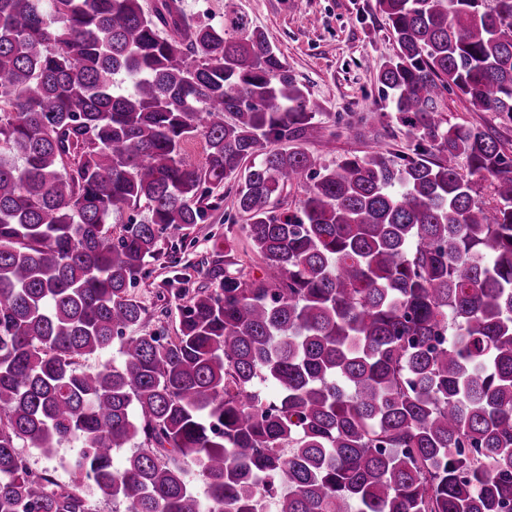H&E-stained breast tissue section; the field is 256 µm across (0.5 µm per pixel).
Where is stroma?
<instances>
[{
    "label": "stroma",
    "instance_id": "35a3bbf8",
    "mask_svg": "<svg viewBox=\"0 0 512 512\" xmlns=\"http://www.w3.org/2000/svg\"><path fill=\"white\" fill-rule=\"evenodd\" d=\"M245 14L252 25L265 31L279 49L297 80L320 106L316 131L307 132L303 145L324 165L348 156L380 150H407L410 139L396 120L389 97L377 81L376 71L393 57L396 43L377 7V0H182L187 14L224 18L225 2ZM440 110L449 123H467L512 142V124L504 125L488 112L473 111L453 94H444ZM233 190H225L224 207L209 223L197 225L181 251L159 239L150 261L152 275L132 289L147 307L142 331L158 323V291L164 290L177 268H184L190 288L207 283L206 259L214 251L231 253L238 270L259 276V258L237 213ZM180 262L171 265V254Z\"/></svg>",
    "mask_w": 512,
    "mask_h": 512
}]
</instances>
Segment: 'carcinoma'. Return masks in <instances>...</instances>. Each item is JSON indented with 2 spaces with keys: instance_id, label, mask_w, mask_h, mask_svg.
<instances>
[{
  "instance_id": "obj_1",
  "label": "carcinoma",
  "mask_w": 512,
  "mask_h": 512,
  "mask_svg": "<svg viewBox=\"0 0 512 512\" xmlns=\"http://www.w3.org/2000/svg\"><path fill=\"white\" fill-rule=\"evenodd\" d=\"M377 6L414 145L325 166L319 106L236 10L0 0V512H512V149L438 111L512 123V0ZM231 179L261 276L217 251L212 287L157 293L187 297L176 335L137 330L159 238L177 263ZM440 112H443L445 118L450 124L467 123L477 127H482L495 133L502 140H508L512 143V124L503 125L498 119L494 118L489 112H475L469 104L454 94L444 93L440 102Z\"/></svg>"
}]
</instances>
